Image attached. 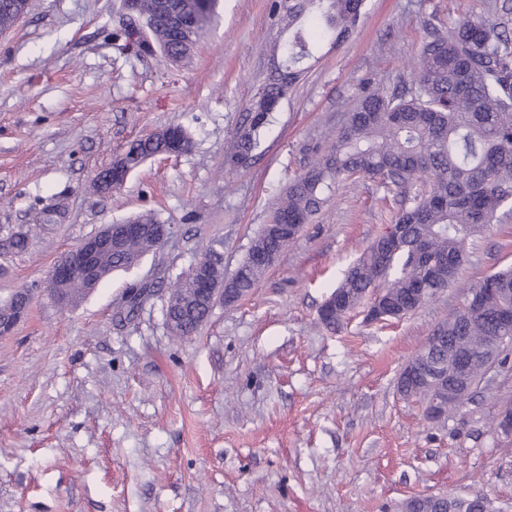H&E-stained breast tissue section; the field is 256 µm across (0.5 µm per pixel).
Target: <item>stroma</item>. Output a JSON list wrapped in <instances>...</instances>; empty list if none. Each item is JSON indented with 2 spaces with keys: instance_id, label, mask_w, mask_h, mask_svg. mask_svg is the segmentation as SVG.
<instances>
[{
  "instance_id": "35a3bbf8",
  "label": "stroma",
  "mask_w": 512,
  "mask_h": 512,
  "mask_svg": "<svg viewBox=\"0 0 512 512\" xmlns=\"http://www.w3.org/2000/svg\"><path fill=\"white\" fill-rule=\"evenodd\" d=\"M122 0H30L0 35V300L28 292L0 336V512H386L412 496L483 494L512 512V452L493 430L512 404L495 368L447 419L396 390L401 366L467 286L512 266V217L468 250L455 285L383 323L360 305L341 329L318 310L402 207L361 177L332 187L251 295L171 334L170 284L209 251L232 275L311 152L335 142L364 83L407 88L432 30L486 18L512 37L503 0H365L341 45L323 40L262 131L255 157L224 156L271 71L274 0H218L181 63L112 37ZM168 125L189 152L157 157L109 192L95 175ZM151 213L167 243L76 305L53 266L104 225ZM29 231L24 250L8 237ZM147 293L125 310L131 285Z\"/></svg>"
}]
</instances>
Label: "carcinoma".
I'll use <instances>...</instances> for the list:
<instances>
[{
	"label": "carcinoma",
	"mask_w": 512,
	"mask_h": 512,
	"mask_svg": "<svg viewBox=\"0 0 512 512\" xmlns=\"http://www.w3.org/2000/svg\"><path fill=\"white\" fill-rule=\"evenodd\" d=\"M137 2L140 13L154 18L150 41L170 48L180 62L216 20L217 0H166L168 13L198 22L191 38L175 41L157 19L155 0ZM363 6L364 0H288L282 16L288 37L277 45L280 65L250 100L246 121L226 156L228 169L259 147L261 129L294 83L285 72L302 70L314 57L318 41L346 40ZM21 7V0H0L1 32L13 26ZM413 71L414 87L408 91L379 83L359 95L336 142L288 185L269 216L268 224H278L285 216L296 224H308L321 208L323 190L354 175L376 178L403 194L406 206L394 219L400 243L384 253L377 239L350 266L336 286L345 304L321 319L330 330L340 328L375 289L389 311L402 317L415 310L416 289L429 290L431 299L451 287L474 239L498 220L502 209L512 206V40L497 25L465 19L446 35L433 32ZM171 132L190 151L187 132L180 126L166 127L152 139L130 144L124 153L129 168L134 171L164 152ZM129 223L142 225V237L129 239L122 250L100 259L99 279L137 264L156 249L154 234L160 221L155 216L142 214ZM296 239L295 231L272 235L267 224L262 225L227 287L250 295L267 270L260 257L276 255ZM421 250L434 257L431 265L422 264ZM477 288L500 292L464 298L413 356L423 364L421 376L397 379L400 395L430 406L448 389L443 371L450 352H471L480 359L491 337H512V328H500L496 317L500 306L512 305V267L469 286L471 291ZM194 300L191 281L179 276L170 291L168 311L183 318L175 331L180 337L196 332L208 318L203 305H191Z\"/></svg>",
	"instance_id": "cac0c4a2"
}]
</instances>
